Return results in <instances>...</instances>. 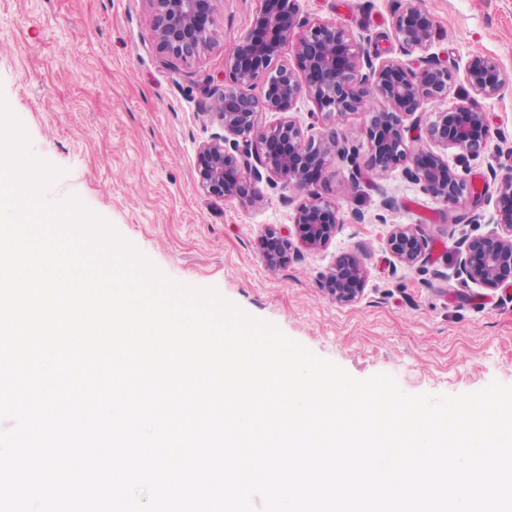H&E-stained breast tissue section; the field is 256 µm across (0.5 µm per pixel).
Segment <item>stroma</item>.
<instances>
[{
    "label": "stroma",
    "instance_id": "obj_1",
    "mask_svg": "<svg viewBox=\"0 0 512 512\" xmlns=\"http://www.w3.org/2000/svg\"><path fill=\"white\" fill-rule=\"evenodd\" d=\"M434 24L428 59L455 80L446 99L425 102L410 149L429 147L437 111L462 103L485 112L494 137L478 158L448 162L485 202L447 206L423 194L400 164L380 172L360 145L359 178L332 160L313 185L334 201L341 224L326 250L293 254L269 271L266 228L291 229L299 193L260 184L251 204L216 200L199 187L198 146L217 132L208 117L210 80L249 28L258 0H219L216 46L181 61L160 52L150 0H0V97L23 125L30 151L60 169L48 195L77 198L106 220L167 278L215 289L247 315L268 322L352 377L392 376L408 394L457 395L491 383L512 386V286L489 290L456 273L457 240L489 232V203L512 167V86L473 95L467 60L495 57L512 78V0H417ZM406 0H301L308 20H333L367 51L409 66L392 22ZM365 223H357L356 213ZM414 224L428 241L427 272L399 266L386 248L392 225ZM354 256L370 269L349 306L322 290V274Z\"/></svg>",
    "mask_w": 512,
    "mask_h": 512
}]
</instances>
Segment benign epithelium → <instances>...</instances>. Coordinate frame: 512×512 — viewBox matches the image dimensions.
Wrapping results in <instances>:
<instances>
[{
	"label": "benign epithelium",
	"mask_w": 512,
	"mask_h": 512,
	"mask_svg": "<svg viewBox=\"0 0 512 512\" xmlns=\"http://www.w3.org/2000/svg\"><path fill=\"white\" fill-rule=\"evenodd\" d=\"M152 30L159 50L176 59L196 58L215 45L213 26L217 0H151ZM301 0H261L251 28L234 44L227 58L222 87L211 92V118L220 131L199 145L197 181L210 197L251 202L256 185L279 183L305 193L295 208L294 226L300 244L309 252L326 249L336 237L340 218L336 205L309 189L333 158L353 167L356 149L337 131L314 137L287 113L306 96L316 115L333 122L367 112L370 98L385 108L368 112L357 129L366 142L375 169L384 172L407 160L410 179L422 191L445 204H456L470 194L464 178L448 164V150L460 159L486 146L492 131L485 114L471 104L451 106L435 113L427 128L434 148L410 154L406 133L415 126V114L426 100L448 95L452 72L427 61L421 68L394 64L371 55L334 21L310 22L301 17ZM394 37L405 52H424L432 43V20L413 3L394 16ZM291 52L295 65L263 69ZM464 80L474 95L493 98L509 87V78L488 55L472 56ZM278 112L281 120L261 126L259 110ZM497 229L457 243L458 275L481 288L494 290L512 281V171L498 182ZM263 259L274 271L290 260L292 242L276 228L264 232ZM386 246L397 263L421 267L428 262L425 238L408 224H396ZM369 277L366 264L340 258L328 268L322 288L339 305H350L363 295Z\"/></svg>",
	"instance_id": "7a95c632"
}]
</instances>
